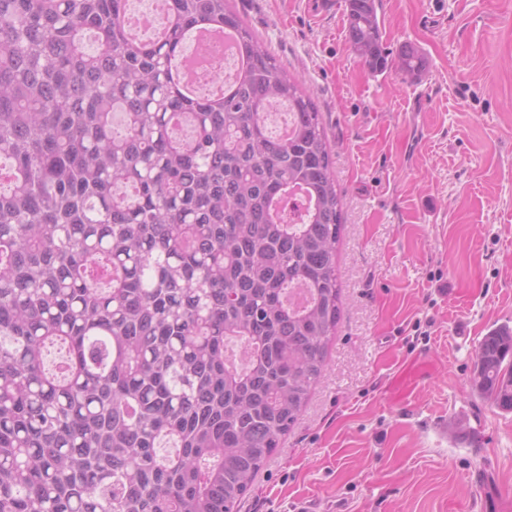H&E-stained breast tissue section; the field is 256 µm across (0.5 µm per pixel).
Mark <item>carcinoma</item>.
<instances>
[{"instance_id":"obj_1","label":"carcinoma","mask_w":512,"mask_h":512,"mask_svg":"<svg viewBox=\"0 0 512 512\" xmlns=\"http://www.w3.org/2000/svg\"><path fill=\"white\" fill-rule=\"evenodd\" d=\"M127 2L0 0V512H234L341 317L342 199L311 95L229 0H168L150 46ZM345 9L373 73L426 71L410 44L386 54L375 0ZM202 25L235 32L242 65L180 95L168 64ZM471 381L512 411L511 327L482 337Z\"/></svg>"}]
</instances>
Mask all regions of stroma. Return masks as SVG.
<instances>
[{
	"instance_id": "35a3bbf8",
	"label": "stroma",
	"mask_w": 512,
	"mask_h": 512,
	"mask_svg": "<svg viewBox=\"0 0 512 512\" xmlns=\"http://www.w3.org/2000/svg\"><path fill=\"white\" fill-rule=\"evenodd\" d=\"M372 73L344 0H231L310 89L343 195V308L326 372L237 512H512V412L471 385L481 338L512 326V0H376ZM433 358L406 408L398 364ZM376 0H345L348 40L353 50L375 74L394 68L405 76L416 78L426 71L427 58L414 46L403 45L395 58H390L381 44V20Z\"/></svg>"
}]
</instances>
